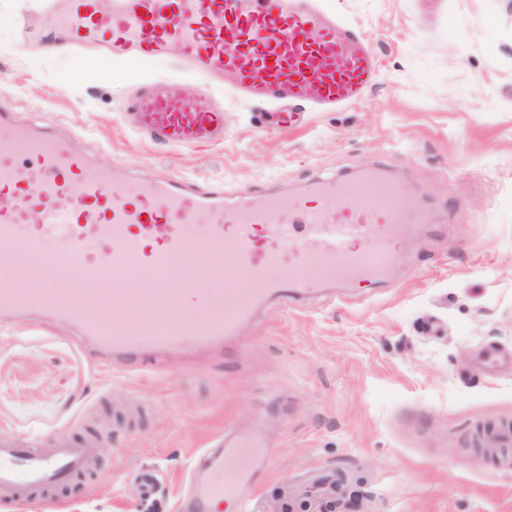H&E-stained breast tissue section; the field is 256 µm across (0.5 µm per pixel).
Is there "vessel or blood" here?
<instances>
[{"mask_svg": "<svg viewBox=\"0 0 512 512\" xmlns=\"http://www.w3.org/2000/svg\"><path fill=\"white\" fill-rule=\"evenodd\" d=\"M55 46L95 49V63L152 61L179 52L183 73L198 81L186 104L167 81L148 80L124 119L149 141L192 148L224 137V105L212 94L228 86L241 98L307 101L320 111L359 102L378 65L361 31L321 0H46ZM0 317L49 309L112 353L115 368L144 367L149 357L186 346L233 341L264 310L307 302L339 285L381 283L392 253L387 230L405 233L419 215L415 197L381 169L324 178L295 194L265 195L156 178L132 186L124 171L90 162L38 124H12L0 106ZM39 224H32V214ZM207 222L206 235L193 223ZM50 239L64 241L68 288L55 290ZM309 244V260L283 270L285 250ZM112 253L121 279L104 280L93 252ZM242 270L244 286L211 278L218 266ZM195 274L207 284L197 307L183 312L168 276ZM26 288L19 298L18 288ZM504 353L482 350L475 368L494 375ZM101 438L31 440L0 437V496L54 508L74 477L90 472ZM272 461L262 428L225 429L205 449V478L190 481L178 512H211L215 501L248 512L249 493Z\"/></svg>", "mask_w": 512, "mask_h": 512, "instance_id": "obj_1", "label": "vessel or blood"}]
</instances>
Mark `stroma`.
I'll list each match as a JSON object with an SVG mask.
<instances>
[{
    "instance_id": "1",
    "label": "stroma",
    "mask_w": 512,
    "mask_h": 512,
    "mask_svg": "<svg viewBox=\"0 0 512 512\" xmlns=\"http://www.w3.org/2000/svg\"><path fill=\"white\" fill-rule=\"evenodd\" d=\"M369 39L377 81L333 112L224 97V141L171 149L120 120L138 85L178 73L176 55L121 63L38 50L5 21L40 0H0V104L43 120L96 163L142 178L298 192L322 177L386 168L422 204L379 287L339 286L301 309L259 316L224 349L159 356L126 375L70 326L0 321V433L108 431L99 475L71 481L62 512H176L195 454L263 418L274 460L250 512H321L307 473L361 482L362 512H512V447L481 431L512 425V367L472 374L485 347L512 351V0H323ZM154 472L152 495L136 476Z\"/></svg>"
}]
</instances>
